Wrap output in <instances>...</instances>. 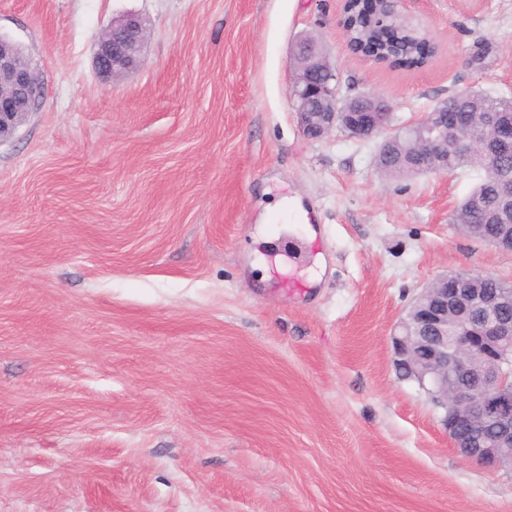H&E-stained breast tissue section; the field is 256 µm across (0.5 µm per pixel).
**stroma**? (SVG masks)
I'll use <instances>...</instances> for the list:
<instances>
[{"instance_id":"1","label":"stroma","mask_w":512,"mask_h":512,"mask_svg":"<svg viewBox=\"0 0 512 512\" xmlns=\"http://www.w3.org/2000/svg\"><path fill=\"white\" fill-rule=\"evenodd\" d=\"M342 8L0 0L44 88L0 143V512H512V476L454 448L390 343L438 276L512 282V252L452 221L477 172L384 177L376 141L308 140L290 98L303 35L398 126L512 96V0H405L436 46L414 70L352 52ZM128 13L144 63L102 78ZM273 255L304 294L271 287ZM146 32V21L137 14L114 20L98 40L94 57L97 73L108 79L139 68L144 62Z\"/></svg>"}]
</instances>
